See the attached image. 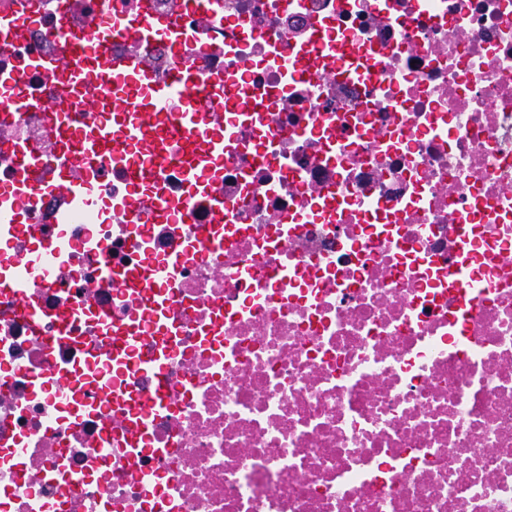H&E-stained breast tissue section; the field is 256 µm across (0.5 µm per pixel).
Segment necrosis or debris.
Masks as SVG:
<instances>
[{"mask_svg":"<svg viewBox=\"0 0 512 512\" xmlns=\"http://www.w3.org/2000/svg\"><path fill=\"white\" fill-rule=\"evenodd\" d=\"M105 29L165 154L0 198V512H512V0H0V191L122 143L31 67ZM99 66L104 73H111L112 70L116 69L123 71L117 80V87L122 83L139 85L140 80L148 83L147 70L137 58H128L118 68H114L112 67V56L108 53H102L99 57ZM205 114L197 102L189 96H184L180 108V126L183 133L195 131L204 120ZM112 131L110 128L100 127L81 142V151L86 162V177L90 179L94 174V166L98 157L107 148H110ZM49 190L66 194L76 204L82 207H91L94 205L93 197L86 189L84 181H69L61 178L55 184L49 187Z\"/></svg>","mask_w":512,"mask_h":512,"instance_id":"obj_1","label":"necrosis or debris"}]
</instances>
